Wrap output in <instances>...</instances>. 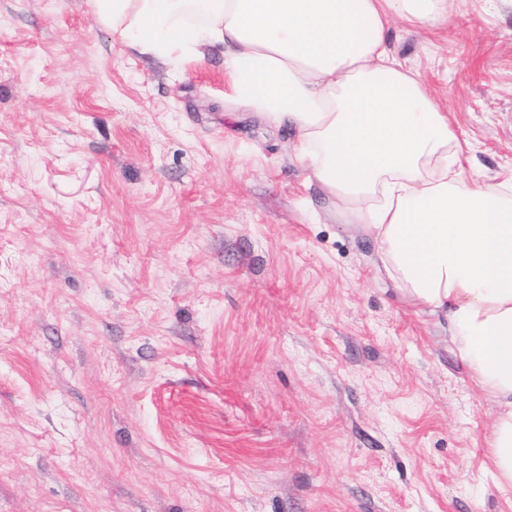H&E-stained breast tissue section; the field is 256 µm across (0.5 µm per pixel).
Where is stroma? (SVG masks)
Instances as JSON below:
<instances>
[{
    "label": "stroma",
    "mask_w": 512,
    "mask_h": 512,
    "mask_svg": "<svg viewBox=\"0 0 512 512\" xmlns=\"http://www.w3.org/2000/svg\"><path fill=\"white\" fill-rule=\"evenodd\" d=\"M392 50L512 178V0ZM90 0H0V512H512L495 406L282 130Z\"/></svg>",
    "instance_id": "1"
}]
</instances>
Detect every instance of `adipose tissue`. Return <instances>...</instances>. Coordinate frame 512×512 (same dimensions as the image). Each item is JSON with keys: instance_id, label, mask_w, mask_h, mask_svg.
<instances>
[{"instance_id": "1", "label": "adipose tissue", "mask_w": 512, "mask_h": 512, "mask_svg": "<svg viewBox=\"0 0 512 512\" xmlns=\"http://www.w3.org/2000/svg\"><path fill=\"white\" fill-rule=\"evenodd\" d=\"M139 54H220L233 107L291 131L336 215L374 236L411 303L448 340L497 411L487 440L512 492V182L466 180L471 146L389 45L391 16L447 23V0H92Z\"/></svg>"}]
</instances>
